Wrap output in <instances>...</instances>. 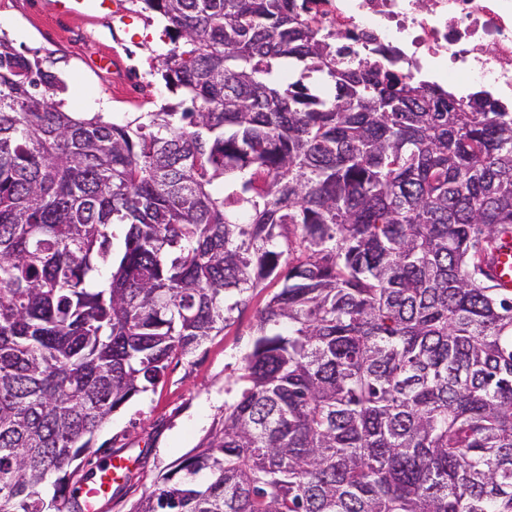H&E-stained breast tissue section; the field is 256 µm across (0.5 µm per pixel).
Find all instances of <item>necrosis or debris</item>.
Masks as SVG:
<instances>
[{
    "mask_svg": "<svg viewBox=\"0 0 512 512\" xmlns=\"http://www.w3.org/2000/svg\"><path fill=\"white\" fill-rule=\"evenodd\" d=\"M308 20L373 38L430 80L512 98V0H316Z\"/></svg>",
    "mask_w": 512,
    "mask_h": 512,
    "instance_id": "4bbe7bcc",
    "label": "necrosis or debris"
}]
</instances>
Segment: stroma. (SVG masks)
Listing matches in <instances>:
<instances>
[{
  "mask_svg": "<svg viewBox=\"0 0 512 512\" xmlns=\"http://www.w3.org/2000/svg\"><path fill=\"white\" fill-rule=\"evenodd\" d=\"M50 0H0V32L20 52L38 56L67 84V111L80 114L149 112L176 103L151 60L172 43L162 20L142 11L138 0H122L121 15L109 24H84L52 15ZM117 56L114 72L98 73V54ZM255 296L223 335L173 361L155 391L134 398L99 431L107 450L136 458L145 480L188 453L224 413L232 386L251 349L257 312Z\"/></svg>",
  "mask_w": 512,
  "mask_h": 512,
  "instance_id": "1",
  "label": "stroma"
}]
</instances>
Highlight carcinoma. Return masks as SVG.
<instances>
[{
    "instance_id": "cac0c4a2",
    "label": "carcinoma",
    "mask_w": 512,
    "mask_h": 512,
    "mask_svg": "<svg viewBox=\"0 0 512 512\" xmlns=\"http://www.w3.org/2000/svg\"><path fill=\"white\" fill-rule=\"evenodd\" d=\"M140 3L156 112H68L0 37V512H83L113 413L268 281L224 416L131 512H512V107L345 65L309 0ZM494 282L501 287L512 288V252L502 250L495 257Z\"/></svg>"
}]
</instances>
